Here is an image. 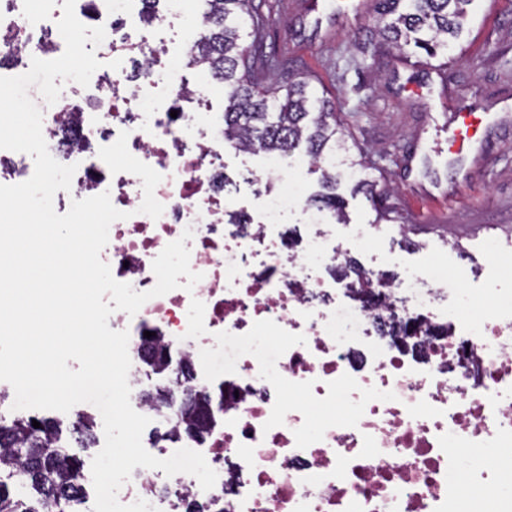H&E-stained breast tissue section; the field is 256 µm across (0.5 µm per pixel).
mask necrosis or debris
<instances>
[{
  "label": "necrosis or debris",
  "instance_id": "necrosis-or-debris-1",
  "mask_svg": "<svg viewBox=\"0 0 512 512\" xmlns=\"http://www.w3.org/2000/svg\"><path fill=\"white\" fill-rule=\"evenodd\" d=\"M58 2L0 6L9 75L63 54ZM163 4L147 20L143 0H75L78 16L105 29L101 66L70 100L42 108L50 154L77 167L56 201L106 192L128 214L100 254L113 277L152 289L153 260L188 228L190 267L202 275L193 290L152 298L135 315L114 312L112 327L129 333L135 411L155 415L143 387L151 332L172 364L192 371L190 384H173L175 398L189 387L221 409L223 422L202 438L182 435L157 452L201 450L217 481L205 490L190 474L137 467L122 503L142 499L156 512H185L190 501L218 512H452L455 497L478 485L493 512H512V482L484 463L486 449L512 448V289L496 313L474 318L450 310L451 288L430 275L375 280L323 211L288 225L298 183L269 190L256 177L253 205L226 200L224 133L197 123L210 74L184 78L189 41L175 47L160 35L184 0ZM132 58L136 80L109 66ZM160 70L169 75L161 90ZM123 132L129 152L162 176L159 218L138 211L141 178L112 173L99 156Z\"/></svg>",
  "mask_w": 512,
  "mask_h": 512
}]
</instances>
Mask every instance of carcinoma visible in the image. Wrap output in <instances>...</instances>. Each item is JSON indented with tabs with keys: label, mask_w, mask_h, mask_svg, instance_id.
Returning a JSON list of instances; mask_svg holds the SVG:
<instances>
[{
	"label": "carcinoma",
	"mask_w": 512,
	"mask_h": 512,
	"mask_svg": "<svg viewBox=\"0 0 512 512\" xmlns=\"http://www.w3.org/2000/svg\"><path fill=\"white\" fill-rule=\"evenodd\" d=\"M206 33L190 47L194 63L206 68L227 90L224 141L240 151L287 156L305 144L312 166L321 170L322 192L311 204L342 217L336 194V141L343 135L334 106L306 81L285 89L263 85L259 67L277 68L264 54L268 19L255 0H204ZM473 0H378L368 28L376 49L403 52L413 45L429 58L452 50ZM206 397L178 408L183 432L200 436L209 426ZM32 420L0 417V512H80L83 462L61 444L57 424L46 417Z\"/></svg>",
	"instance_id": "cac0c4a2"
}]
</instances>
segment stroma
<instances>
[{"label":"stroma","instance_id":"stroma-1","mask_svg":"<svg viewBox=\"0 0 512 512\" xmlns=\"http://www.w3.org/2000/svg\"><path fill=\"white\" fill-rule=\"evenodd\" d=\"M303 0H267L266 51L280 65L269 82L288 86L306 80L335 106L344 127L337 160L364 156L365 174L388 186V204L405 215L404 225L376 222L373 201L341 176L337 192L349 216L358 249L377 256L376 271L411 279L428 270L456 290V305L476 316L496 302V276L488 242L512 249V0H473L461 50L448 64L409 49L374 52L361 34L373 10L348 16L309 44L297 38ZM461 101L489 113L486 156H464L468 178L448 174L446 105ZM422 250L400 247L402 234ZM485 269L483 290L470 294V268Z\"/></svg>","mask_w":512,"mask_h":512}]
</instances>
